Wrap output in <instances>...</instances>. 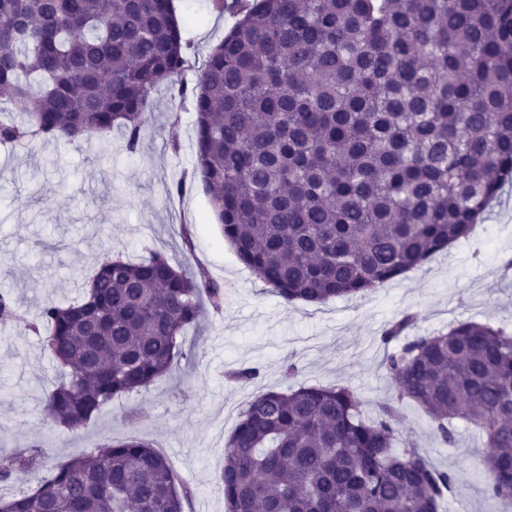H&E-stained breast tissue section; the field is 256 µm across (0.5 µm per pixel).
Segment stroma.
Masks as SVG:
<instances>
[{
    "mask_svg": "<svg viewBox=\"0 0 512 512\" xmlns=\"http://www.w3.org/2000/svg\"><path fill=\"white\" fill-rule=\"evenodd\" d=\"M193 44L192 68L180 87H193L211 51L233 26L210 0H174ZM136 152L120 134L101 147L47 140L34 153L0 145V292L13 296L24 321L45 299L80 297L105 255L132 259L162 250L190 270L205 269L224 287L205 322L185 335L190 359L147 392L115 400L79 433L54 426L45 396L58 373L38 338L22 324H0V456L40 445L55 466L100 445L135 435L165 445L177 482L196 488L186 512H225L219 476L224 446L240 408L255 395L283 390L281 364L293 357L305 385H348L373 417L396 397L384 368L392 345L388 325L415 314L411 335L475 321L512 331V184L504 185L470 238L451 244L421 267L380 288L324 304L285 303L244 268L224 242L200 177L194 174L195 114L190 98L164 90L147 103ZM182 196L167 190L182 176ZM192 248L184 250L183 231ZM258 367L247 384L230 370ZM400 438H412L434 466L451 472L453 490L442 512H512L483 492L470 448L481 434L458 425L455 445L443 444L415 405L402 403Z\"/></svg>",
    "mask_w": 512,
    "mask_h": 512,
    "instance_id": "stroma-1",
    "label": "stroma"
}]
</instances>
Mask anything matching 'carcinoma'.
<instances>
[{
	"label": "carcinoma",
	"mask_w": 512,
	"mask_h": 512,
	"mask_svg": "<svg viewBox=\"0 0 512 512\" xmlns=\"http://www.w3.org/2000/svg\"><path fill=\"white\" fill-rule=\"evenodd\" d=\"M237 16L192 91L195 171L245 268L286 303L377 288L466 238L512 182V0H212ZM173 0H0V87L25 114L0 144L137 150L153 94L190 67ZM223 287L153 250L105 257L84 295L28 329L61 381L45 411L86 428L148 390ZM407 315L387 342L411 328ZM397 399L446 445L463 420L485 493L512 500V334L458 321L387 355ZM364 417L345 385L254 396L224 451L226 512H439L451 475ZM0 457V481L39 466ZM166 451L129 438L53 468L0 512H184Z\"/></svg>",
	"instance_id": "obj_1"
}]
</instances>
